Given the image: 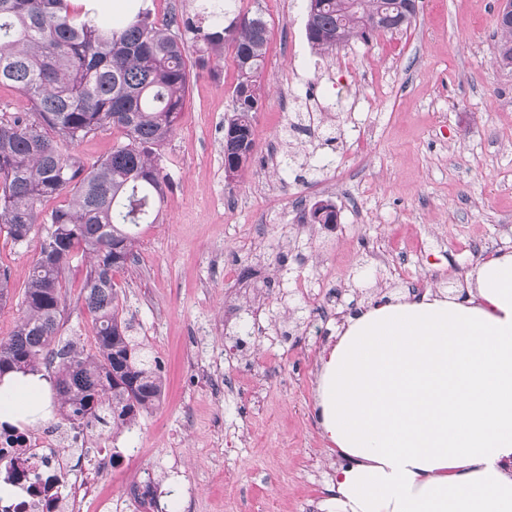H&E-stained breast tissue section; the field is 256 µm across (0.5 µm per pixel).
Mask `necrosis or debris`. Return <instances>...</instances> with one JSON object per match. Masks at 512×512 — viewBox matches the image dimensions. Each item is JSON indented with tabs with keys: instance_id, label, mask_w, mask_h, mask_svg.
<instances>
[{
	"instance_id": "obj_1",
	"label": "necrosis or debris",
	"mask_w": 512,
	"mask_h": 512,
	"mask_svg": "<svg viewBox=\"0 0 512 512\" xmlns=\"http://www.w3.org/2000/svg\"><path fill=\"white\" fill-rule=\"evenodd\" d=\"M20 435V442L13 445L0 439V452L8 459L0 481L15 489L13 496L0 499V512H82L95 499L99 485L112 477L110 449L88 447L84 454L94 462L90 472L64 487L53 484L51 475L70 467L65 449L84 440L83 430L61 433L24 427Z\"/></svg>"
}]
</instances>
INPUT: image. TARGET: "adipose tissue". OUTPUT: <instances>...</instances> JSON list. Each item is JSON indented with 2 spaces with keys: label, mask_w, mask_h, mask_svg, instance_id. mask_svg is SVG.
<instances>
[{
  "label": "adipose tissue",
  "mask_w": 512,
  "mask_h": 512,
  "mask_svg": "<svg viewBox=\"0 0 512 512\" xmlns=\"http://www.w3.org/2000/svg\"><path fill=\"white\" fill-rule=\"evenodd\" d=\"M468 277L463 296L360 307L325 348L328 512H512V254ZM44 386L1 381L0 422L33 416Z\"/></svg>",
  "instance_id": "obj_1"
}]
</instances>
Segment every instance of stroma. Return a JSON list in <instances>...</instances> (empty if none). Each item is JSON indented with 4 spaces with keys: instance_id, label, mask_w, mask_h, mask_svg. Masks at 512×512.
Returning a JSON list of instances; mask_svg holds the SVG:
<instances>
[{
    "instance_id": "35a3bbf8",
    "label": "stroma",
    "mask_w": 512,
    "mask_h": 512,
    "mask_svg": "<svg viewBox=\"0 0 512 512\" xmlns=\"http://www.w3.org/2000/svg\"><path fill=\"white\" fill-rule=\"evenodd\" d=\"M499 0H418L408 29L317 53L306 0H234L269 43L255 150L224 170L237 72L195 70L172 136L157 223L114 281L134 335L161 362L159 405L133 432L90 429L112 450L99 489L155 475L152 512H322L337 462L316 418L319 357L376 297L455 293L472 267L512 253V70L494 60ZM319 201L333 228L304 224ZM37 243L0 233L21 294ZM88 259L66 272L62 335L93 351ZM263 280L260 297L245 289Z\"/></svg>"
}]
</instances>
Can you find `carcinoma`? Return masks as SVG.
Listing matches in <instances>:
<instances>
[{
  "mask_svg": "<svg viewBox=\"0 0 512 512\" xmlns=\"http://www.w3.org/2000/svg\"><path fill=\"white\" fill-rule=\"evenodd\" d=\"M231 0H199L191 17H154L140 8L119 28L95 7L70 10L67 0H0V85L17 89L28 109L0 116V230L15 247L38 238L19 321L0 340V381L10 373L47 370L62 419L86 427H121L161 399L164 378L157 357L130 334L113 273L134 261V228L154 224L165 177L153 149L173 133L185 110L193 67H211L224 44L234 46L237 78L233 115L224 125V162L232 171L251 159L253 117L259 109L261 69L268 37L250 23L224 24ZM407 0H307L306 37L320 51L352 37L367 40L382 29L370 24L380 11L393 29L408 28L417 9ZM495 62L512 69V23L497 24ZM104 127L124 141L85 166L61 146ZM68 203L39 206L61 194ZM301 221L336 223V210L317 203ZM94 259L84 302L95 314V352L60 336L63 274L76 253Z\"/></svg>",
  "mask_w": 512,
  "mask_h": 512,
  "instance_id": "1",
  "label": "carcinoma"
}]
</instances>
